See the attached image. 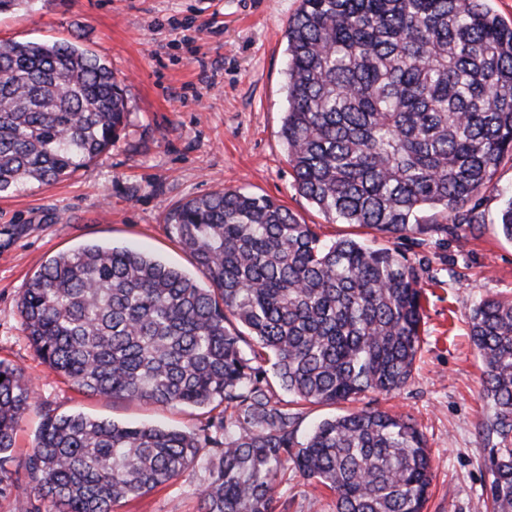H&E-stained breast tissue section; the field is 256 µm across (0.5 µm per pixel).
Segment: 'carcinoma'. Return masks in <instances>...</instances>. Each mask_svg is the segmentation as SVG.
<instances>
[{"mask_svg":"<svg viewBox=\"0 0 512 512\" xmlns=\"http://www.w3.org/2000/svg\"><path fill=\"white\" fill-rule=\"evenodd\" d=\"M281 137L296 190L393 246L322 242L267 196L222 189L163 223L208 287L126 248L86 245L41 265L19 312L35 353L82 392L208 407L196 431L84 414L43 417L24 512H112L203 463L198 512H278L293 468L336 512H423L431 459L408 416L366 405L303 439L306 405L401 389L421 348L424 291L394 243L479 231L483 194L512 160V26L486 0H300L288 19ZM105 60L71 42H0V194L87 168L124 128ZM437 208L451 224H422ZM498 233L512 241V195ZM483 364L490 512H512V298L469 312ZM0 498L32 400L0 361ZM289 400L278 398L277 390Z\"/></svg>","mask_w":512,"mask_h":512,"instance_id":"obj_1","label":"carcinoma"}]
</instances>
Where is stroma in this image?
<instances>
[{
	"mask_svg": "<svg viewBox=\"0 0 512 512\" xmlns=\"http://www.w3.org/2000/svg\"><path fill=\"white\" fill-rule=\"evenodd\" d=\"M300 0H38L0 15V41H70L104 58L126 89L128 118L111 149L52 184L0 195V359L34 388L12 451L22 468L46 412L191 431L205 409L161 407L83 393L34 352L19 314L23 288L49 259L89 244L143 251L191 277L192 256L170 236L163 212L222 188L266 195L319 237L379 234L339 224L298 193L280 128L286 106V29ZM483 196L480 236L418 234L398 248L420 269L426 301L421 349L407 384L373 395L383 411L411 417L431 456L424 512H485L488 476L480 422L482 363L468 313L480 298L512 296V241L493 223L512 194V161ZM209 479L199 466L114 512H197ZM287 512H335L323 486L288 470L278 488Z\"/></svg>",
	"mask_w": 512,
	"mask_h": 512,
	"instance_id": "1",
	"label": "stroma"
}]
</instances>
